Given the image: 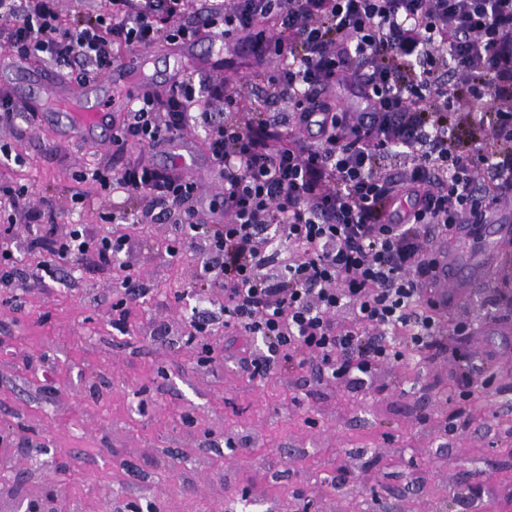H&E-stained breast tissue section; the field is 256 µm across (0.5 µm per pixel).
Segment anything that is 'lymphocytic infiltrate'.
Instances as JSON below:
<instances>
[{"label":"lymphocytic infiltrate","mask_w":512,"mask_h":512,"mask_svg":"<svg viewBox=\"0 0 512 512\" xmlns=\"http://www.w3.org/2000/svg\"><path fill=\"white\" fill-rule=\"evenodd\" d=\"M212 33L251 60L265 95L189 74L144 93L112 145L158 150L203 130L224 183L219 219L202 225L200 184L169 169L98 167L91 181L188 228L169 251L200 256V294L225 330L263 339L266 353L246 362L252 376L305 368L359 389L414 354L452 358L451 392L478 393L483 368L454 343L472 322L449 318L423 280L438 239L512 198V0H103L69 20L59 0H0V48L71 68L80 83L119 50ZM273 56L285 66L269 68ZM340 87L355 104L332 106ZM392 154L402 168L385 166ZM9 197L20 220L42 222L29 246L50 262L91 253L108 265L127 245L60 229L27 188ZM278 236L287 253L262 251ZM346 305L353 322L337 326Z\"/></svg>","instance_id":"1"}]
</instances>
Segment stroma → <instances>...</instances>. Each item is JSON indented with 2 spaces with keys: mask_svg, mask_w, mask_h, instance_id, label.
I'll use <instances>...</instances> for the list:
<instances>
[{
  "mask_svg": "<svg viewBox=\"0 0 512 512\" xmlns=\"http://www.w3.org/2000/svg\"><path fill=\"white\" fill-rule=\"evenodd\" d=\"M177 51L165 42L134 51L127 84L164 93ZM196 51L198 70L248 85L245 59L225 65L205 42ZM190 142L184 172L205 202H220L202 133ZM1 145L11 158L0 186L28 188L35 209L50 200L58 224L126 235L128 250L72 275L56 265L40 283L43 254L17 252L14 293L0 294V434L10 440L0 479L65 467L59 512H512V323L495 316L461 339L494 378L467 402L450 393L447 361L383 365L364 390L305 370L251 378L243 361L260 340L219 325L206 344L186 343L193 309L208 303L191 290L197 257L167 252L174 226L109 222L140 213L142 200L79 181V171L111 165V145L60 144L58 126L37 118L0 128ZM128 276L147 293L119 326L112 303ZM462 405L469 427L446 432Z\"/></svg>",
  "mask_w": 512,
  "mask_h": 512,
  "instance_id": "stroma-1",
  "label": "stroma"
}]
</instances>
